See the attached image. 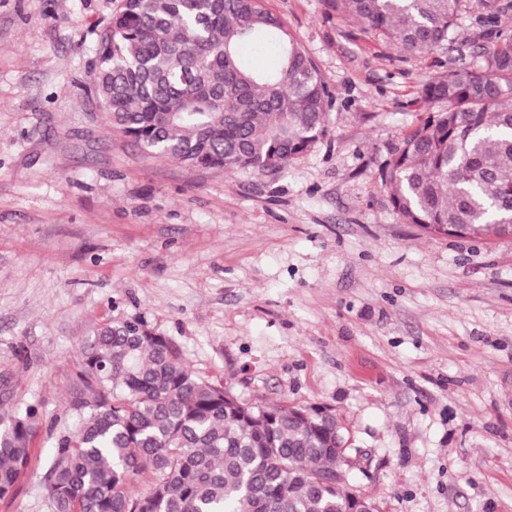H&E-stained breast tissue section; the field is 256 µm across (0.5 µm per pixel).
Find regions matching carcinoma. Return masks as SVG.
Wrapping results in <instances>:
<instances>
[{
  "instance_id": "cac0c4a2",
  "label": "carcinoma",
  "mask_w": 512,
  "mask_h": 512,
  "mask_svg": "<svg viewBox=\"0 0 512 512\" xmlns=\"http://www.w3.org/2000/svg\"><path fill=\"white\" fill-rule=\"evenodd\" d=\"M470 0H345L366 30L411 54L452 39ZM476 62L431 75L437 109L401 138L382 170L394 210L425 233L512 235V0H480ZM273 41V69L240 50ZM92 84L107 124L145 151L204 169L268 174L326 133L317 67L260 0H119L96 44ZM73 428L42 482L49 512H379L349 487L358 449L334 411L248 403L192 371L140 320L106 322L72 373ZM0 501L33 454L38 409L3 410ZM143 476L146 490L130 480Z\"/></svg>"
}]
</instances>
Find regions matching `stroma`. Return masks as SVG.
<instances>
[{"label":"stroma","instance_id":"1","mask_svg":"<svg viewBox=\"0 0 512 512\" xmlns=\"http://www.w3.org/2000/svg\"><path fill=\"white\" fill-rule=\"evenodd\" d=\"M117 3L0 0V375L41 413L0 512H48L82 342L135 318L241 400L335 407L379 512H512V238L428 235L380 179L428 76L471 64L474 18L417 56L343 0H262L329 102L314 148L257 175L108 128L90 70Z\"/></svg>","mask_w":512,"mask_h":512}]
</instances>
